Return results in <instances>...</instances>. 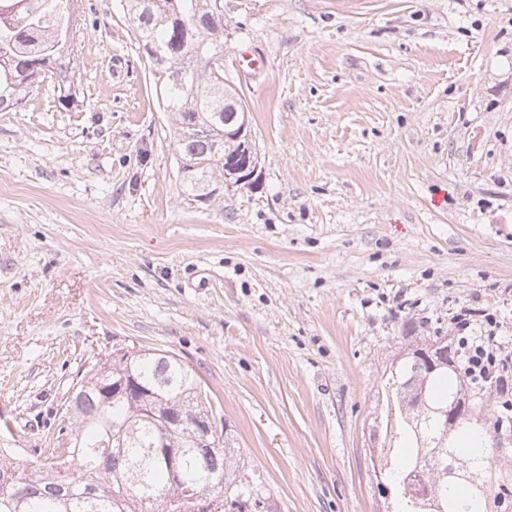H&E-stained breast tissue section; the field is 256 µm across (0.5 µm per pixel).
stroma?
<instances>
[{"mask_svg":"<svg viewBox=\"0 0 512 512\" xmlns=\"http://www.w3.org/2000/svg\"><path fill=\"white\" fill-rule=\"evenodd\" d=\"M224 32L253 188L186 193L120 0L78 6L70 105L48 71L0 112V448L134 343L199 374L242 512H396L371 434L405 332L512 336V0H224Z\"/></svg>","mask_w":512,"mask_h":512,"instance_id":"35a3bbf8","label":"stroma"}]
</instances>
